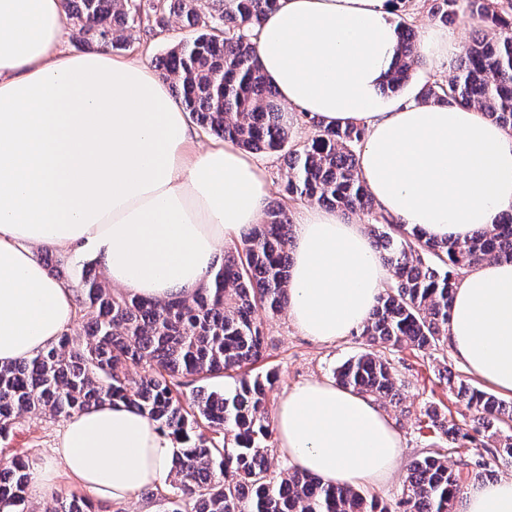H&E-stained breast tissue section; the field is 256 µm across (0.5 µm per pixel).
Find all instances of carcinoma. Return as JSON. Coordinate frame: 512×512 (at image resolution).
<instances>
[{"instance_id":"cac0c4a2","label":"carcinoma","mask_w":512,"mask_h":512,"mask_svg":"<svg viewBox=\"0 0 512 512\" xmlns=\"http://www.w3.org/2000/svg\"><path fill=\"white\" fill-rule=\"evenodd\" d=\"M423 0L441 23L467 16L498 36L477 33L448 81L428 80L419 102L474 106L512 132V0ZM278 0H64L73 28L87 41L127 50L136 29L150 37L169 31L176 18L189 36L155 59L184 108L204 128L248 153L282 152L287 200L326 203L340 212L362 211L374 221L375 250L391 268L392 282L354 335L373 351L336 369V384L380 404L400 403L395 368L374 348L410 346L435 351L448 342L455 284L463 270L490 260L512 261V210L494 228L469 240L435 241L378 212L358 175L365 134L356 124L314 126L311 138L288 139V112L260 70L257 37ZM399 56L385 94L414 78L415 33L397 27ZM288 207L271 206L262 223L224 259L192 295L156 302L106 285L95 261L73 274L83 329L64 333L46 350L0 366V437L26 414L69 416L109 402L145 414L178 444L174 480L166 493H151L158 512H460L463 484L483 458L448 466L435 451L410 465L406 489L395 506L368 499L350 485L332 486L297 468L282 471L268 441L266 406L270 374L251 375L264 357L265 338L254 314H279L288 305ZM222 378V389H196L183 402L187 381ZM457 395L473 411L472 423L448 425L435 408L425 410L438 437L467 448L483 436L512 458V403L460 385ZM28 474L16 458L0 465V512H31Z\"/></svg>"}]
</instances>
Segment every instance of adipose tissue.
<instances>
[{
  "mask_svg": "<svg viewBox=\"0 0 512 512\" xmlns=\"http://www.w3.org/2000/svg\"><path fill=\"white\" fill-rule=\"evenodd\" d=\"M390 0H279L258 40L265 79L322 127L366 130L360 176L379 209L425 238L466 241L512 209V133L474 108L381 92L396 57ZM63 0H0V365L33 356L74 322L76 292L37 251L100 261L113 287L164 301L198 288L228 242L260 223L262 163L229 141L201 147L152 63L61 47ZM459 42L422 29L418 51L447 67ZM289 315L332 344L360 327L389 280L363 225L303 208L290 245ZM448 345L512 395V262L463 271ZM273 429L297 469L375 486L395 468L399 432L371 399L329 379L280 396ZM175 447L144 414L102 403L72 414L54 462L30 467L29 494L57 491L56 463L79 487L122 501L160 485ZM462 512H512V477L468 485Z\"/></svg>",
  "mask_w": 512,
  "mask_h": 512,
  "instance_id": "ef3b65f1",
  "label": "adipose tissue"
}]
</instances>
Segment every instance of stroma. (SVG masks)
I'll use <instances>...</instances> for the list:
<instances>
[{
  "instance_id": "stroma-1",
  "label": "stroma",
  "mask_w": 512,
  "mask_h": 512,
  "mask_svg": "<svg viewBox=\"0 0 512 512\" xmlns=\"http://www.w3.org/2000/svg\"><path fill=\"white\" fill-rule=\"evenodd\" d=\"M267 348L265 358L255 367L257 373H272L273 387L270 403H277L286 387L311 379L333 378L337 367L349 358L361 354L364 341L347 336L333 345L310 341L291 323L287 313L262 317ZM399 380L402 382L400 407H387L386 412L395 419L403 443V453L394 474L382 485L366 487L367 495L380 502L398 501L405 488L408 468L413 459L430 452L435 434L419 425L420 410L435 404L449 420L456 423L470 421L472 413L464 402L449 392L439 371L449 368L455 379L481 387L479 378L468 372L454 357H443L441 352H427L402 348L389 354ZM64 417L51 418L40 414L25 415L8 437L0 438V461L21 456L25 463L51 458L57 436L64 425Z\"/></svg>"
}]
</instances>
